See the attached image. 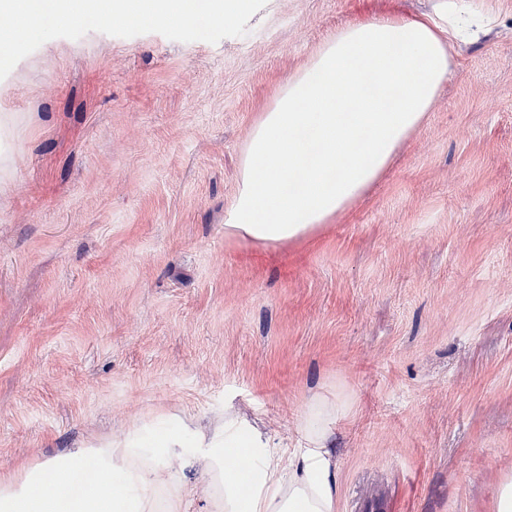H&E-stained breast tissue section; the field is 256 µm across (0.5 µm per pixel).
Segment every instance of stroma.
Here are the masks:
<instances>
[{"mask_svg": "<svg viewBox=\"0 0 512 512\" xmlns=\"http://www.w3.org/2000/svg\"><path fill=\"white\" fill-rule=\"evenodd\" d=\"M441 0H266L242 37L54 38L0 80V482L167 422L331 425L336 512H495L512 477V0L307 241L224 234L260 113L338 31ZM202 449L161 474L213 512Z\"/></svg>", "mask_w": 512, "mask_h": 512, "instance_id": "1", "label": "stroma"}]
</instances>
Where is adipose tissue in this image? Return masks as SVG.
<instances>
[{
  "label": "adipose tissue",
  "instance_id": "obj_1",
  "mask_svg": "<svg viewBox=\"0 0 512 512\" xmlns=\"http://www.w3.org/2000/svg\"><path fill=\"white\" fill-rule=\"evenodd\" d=\"M469 26L455 0H443L437 20L373 15L338 31L259 116L225 234L273 248L308 237L360 196L424 120L448 78L446 44ZM343 412L339 401L309 406L306 445L284 467L268 438L225 422L203 443L216 512H335L327 425ZM184 444L166 427L103 446L96 456L108 487L82 481L84 452L44 462L0 483V512H188L192 489L174 475L155 479L163 451Z\"/></svg>",
  "mask_w": 512,
  "mask_h": 512
}]
</instances>
